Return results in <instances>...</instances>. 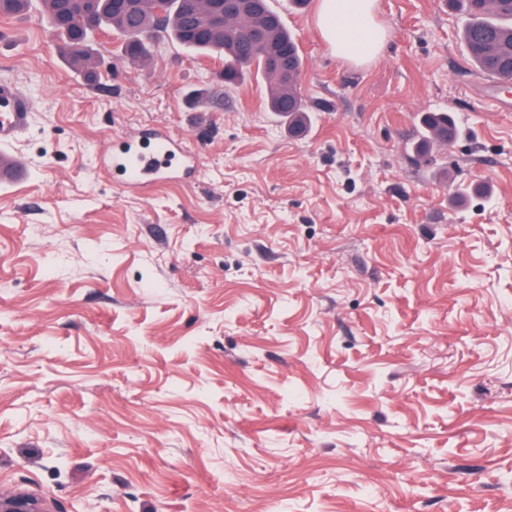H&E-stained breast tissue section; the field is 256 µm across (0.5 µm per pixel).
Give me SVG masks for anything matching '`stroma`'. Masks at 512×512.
Instances as JSON below:
<instances>
[{"label": "stroma", "instance_id": "35a3bbf8", "mask_svg": "<svg viewBox=\"0 0 512 512\" xmlns=\"http://www.w3.org/2000/svg\"><path fill=\"white\" fill-rule=\"evenodd\" d=\"M387 40L304 59L305 135L263 79L164 38L73 69L0 18L33 102L0 184V491L49 512H512V91L448 0H377ZM460 137L418 156L419 118ZM150 128L197 172L141 190L100 153Z\"/></svg>", "mask_w": 512, "mask_h": 512}]
</instances>
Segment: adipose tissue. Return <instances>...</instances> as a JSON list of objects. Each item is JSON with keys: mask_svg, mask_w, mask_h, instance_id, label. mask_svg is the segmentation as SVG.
<instances>
[{"mask_svg": "<svg viewBox=\"0 0 512 512\" xmlns=\"http://www.w3.org/2000/svg\"><path fill=\"white\" fill-rule=\"evenodd\" d=\"M318 20L337 57L358 64L376 59L386 40L376 0H320Z\"/></svg>", "mask_w": 512, "mask_h": 512, "instance_id": "ef3b65f1", "label": "adipose tissue"}]
</instances>
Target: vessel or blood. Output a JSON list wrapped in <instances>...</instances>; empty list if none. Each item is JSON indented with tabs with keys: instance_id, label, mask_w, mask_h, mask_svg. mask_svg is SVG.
<instances>
[{
	"instance_id": "obj_1",
	"label": "vessel or blood",
	"mask_w": 512,
	"mask_h": 512,
	"mask_svg": "<svg viewBox=\"0 0 512 512\" xmlns=\"http://www.w3.org/2000/svg\"><path fill=\"white\" fill-rule=\"evenodd\" d=\"M32 102L17 86L0 83V145H8L29 123ZM150 150L129 138L103 152L99 169L116 175L122 188L134 189L189 173L195 157L183 138L154 130L149 134Z\"/></svg>"
}]
</instances>
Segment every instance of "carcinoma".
I'll use <instances>...</instances> for the list:
<instances>
[{"instance_id": "cac0c4a2", "label": "carcinoma", "mask_w": 512, "mask_h": 512, "mask_svg": "<svg viewBox=\"0 0 512 512\" xmlns=\"http://www.w3.org/2000/svg\"><path fill=\"white\" fill-rule=\"evenodd\" d=\"M461 2L467 22L462 42L467 55L485 75L512 80V0H448ZM31 0H0V18L25 13ZM50 26L65 41L71 62L87 71L93 61L86 46L94 33L110 29L122 41V52L133 65L148 58L143 41L153 24L149 0H40ZM213 0H167L162 32L199 53L224 57V82H234L243 72L254 70L270 80L269 108L288 117L290 129L303 133L309 115L298 82L286 83L271 70V60L288 51V67L295 74L303 69L299 47L270 0H247L246 8L227 24H218ZM417 153L425 155L431 138L443 143L460 136V128L446 112H428L422 118Z\"/></svg>"}]
</instances>
